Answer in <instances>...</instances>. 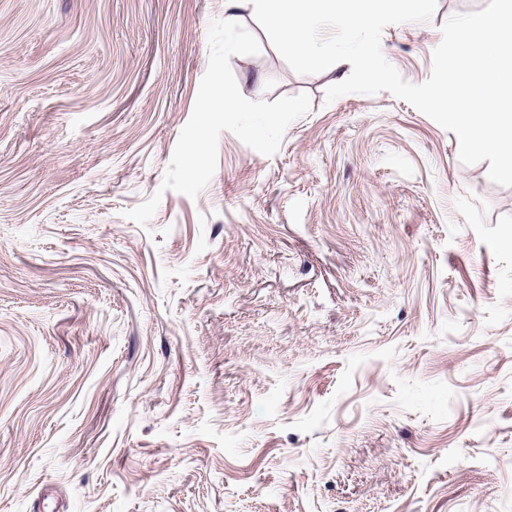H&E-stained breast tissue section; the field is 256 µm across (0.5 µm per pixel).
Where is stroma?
Returning a JSON list of instances; mask_svg holds the SVG:
<instances>
[{"label": "stroma", "mask_w": 512, "mask_h": 512, "mask_svg": "<svg viewBox=\"0 0 512 512\" xmlns=\"http://www.w3.org/2000/svg\"><path fill=\"white\" fill-rule=\"evenodd\" d=\"M437 0L384 29L426 81ZM224 0H0V512H512V187L389 92L160 190ZM161 191V190H160Z\"/></svg>", "instance_id": "1"}]
</instances>
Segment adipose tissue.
Segmentation results:
<instances>
[{"instance_id":"ef3b65f1","label":"adipose tissue","mask_w":512,"mask_h":512,"mask_svg":"<svg viewBox=\"0 0 512 512\" xmlns=\"http://www.w3.org/2000/svg\"><path fill=\"white\" fill-rule=\"evenodd\" d=\"M224 9L227 19L230 20L241 12L269 16L274 35L289 52L308 61L317 54L310 37L312 30L322 19L319 13L304 14L287 6L277 7L273 0H225Z\"/></svg>"}]
</instances>
